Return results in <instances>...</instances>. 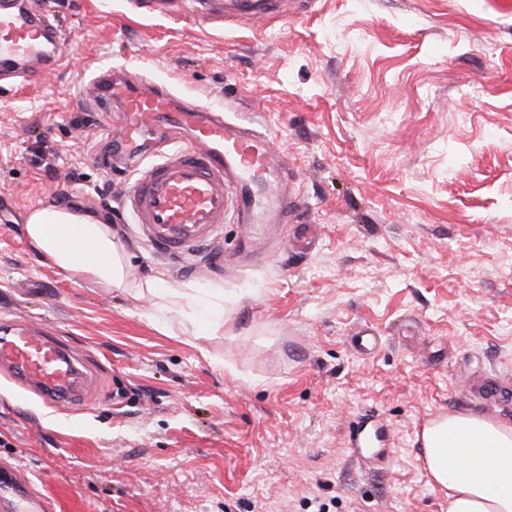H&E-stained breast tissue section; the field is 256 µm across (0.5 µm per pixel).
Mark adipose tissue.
I'll list each match as a JSON object with an SVG mask.
<instances>
[{
    "instance_id": "adipose-tissue-1",
    "label": "adipose tissue",
    "mask_w": 512,
    "mask_h": 512,
    "mask_svg": "<svg viewBox=\"0 0 512 512\" xmlns=\"http://www.w3.org/2000/svg\"><path fill=\"white\" fill-rule=\"evenodd\" d=\"M25 232L31 247L60 272L147 297L165 310L167 329L207 328L206 314L220 296L206 298L140 275L119 227L64 207L30 211ZM427 475L448 499V512H512V424L474 413H451L420 435Z\"/></svg>"
}]
</instances>
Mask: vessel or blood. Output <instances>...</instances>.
I'll list each match as a JSON object with an SVG mask.
<instances>
[{"mask_svg":"<svg viewBox=\"0 0 512 512\" xmlns=\"http://www.w3.org/2000/svg\"><path fill=\"white\" fill-rule=\"evenodd\" d=\"M208 17L266 16L261 0H204ZM62 27L48 11L27 0H0V72L22 81L57 66ZM99 110L118 116L114 140L131 158L124 202L143 225L157 253L181 260L214 240L224 228L227 182L240 188L239 205L251 214L256 192L267 189L271 168L269 134L225 118L175 95L165 84L103 70L93 79ZM175 137L147 167L135 165L157 130ZM0 365L21 386L52 406L71 402L84 379L67 345L54 329H37L0 314ZM0 512H47L33 483L19 469H0Z\"/></svg>","mask_w":512,"mask_h":512,"instance_id":"obj_1","label":"vessel or blood"}]
</instances>
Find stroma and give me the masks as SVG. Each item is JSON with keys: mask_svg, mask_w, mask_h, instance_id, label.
Returning a JSON list of instances; mask_svg holds the SVG:
<instances>
[{"mask_svg": "<svg viewBox=\"0 0 512 512\" xmlns=\"http://www.w3.org/2000/svg\"><path fill=\"white\" fill-rule=\"evenodd\" d=\"M61 66L0 77V312L64 331L90 376L49 407L0 371V464L55 512H447L416 429L512 421V17L484 0H278L280 19L202 20L127 0H55ZM257 122L287 160L311 249L281 224L157 258L126 212L99 69ZM108 217L139 270L224 294L215 333L164 329L152 301L58 272L24 218ZM368 329L375 347L357 351ZM382 427L359 468L355 420Z\"/></svg>", "mask_w": 512, "mask_h": 512, "instance_id": "1", "label": "stroma"}]
</instances>
